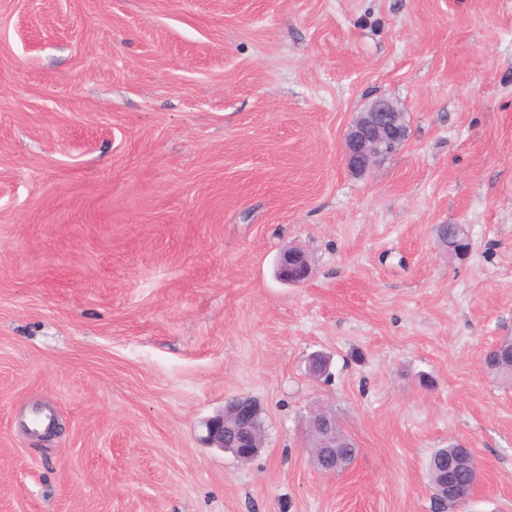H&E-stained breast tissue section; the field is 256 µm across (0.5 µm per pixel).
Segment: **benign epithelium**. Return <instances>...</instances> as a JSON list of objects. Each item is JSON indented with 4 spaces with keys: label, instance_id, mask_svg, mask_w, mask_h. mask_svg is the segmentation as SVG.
Listing matches in <instances>:
<instances>
[{
    "label": "benign epithelium",
    "instance_id": "obj_1",
    "mask_svg": "<svg viewBox=\"0 0 512 512\" xmlns=\"http://www.w3.org/2000/svg\"><path fill=\"white\" fill-rule=\"evenodd\" d=\"M407 127L404 113L386 97H377L359 113L349 126L344 137V160L347 167L356 173H365L385 156L393 152L405 139ZM312 273L308 256L299 248L284 250L278 259V278L291 285L307 281ZM259 415L256 403L247 396L235 397L222 413L204 421V443L210 448L232 453L237 459L246 461L256 455L260 443L250 429V424ZM310 422L321 427L322 449L317 454V463L333 468L336 462V416L325 420L313 415ZM460 456L465 458L469 475V488L453 484L442 485L435 494L437 498L452 500L457 504L466 502L481 481V471L471 449L460 447Z\"/></svg>",
    "mask_w": 512,
    "mask_h": 512
}]
</instances>
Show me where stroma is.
<instances>
[{"instance_id":"35a3bbf8","label":"stroma","mask_w":512,"mask_h":512,"mask_svg":"<svg viewBox=\"0 0 512 512\" xmlns=\"http://www.w3.org/2000/svg\"><path fill=\"white\" fill-rule=\"evenodd\" d=\"M378 96L407 137L360 176ZM506 336L512 0H0V512H436L457 444L460 512H512ZM239 395L244 462L202 441ZM317 410L345 472L312 463ZM404 113L386 97H377L360 112L344 137V160L356 173H365L405 139ZM437 236L444 245L448 246V254H453L465 241L466 229L463 224H441L437 227ZM468 248V244L464 243L457 250L458 254L466 253ZM312 273L308 256L299 248L284 250L278 259V278L291 285H298L307 281ZM485 360L487 367L495 373L498 378L512 379V350L508 347L496 348L495 352L486 353ZM494 363L495 368H490ZM330 418H325V424H322V419L318 418L315 413L309 422L314 423L316 426L321 425L322 445L319 447L320 452L317 454V463L325 470L329 468V473H336L333 471L336 459L353 460L357 457L358 448L356 442L348 435L336 431V425L339 423L335 414L330 412ZM328 425V426H326ZM336 447V448H334ZM460 450L463 452L460 453L459 457H465L467 456L465 460V467L467 469L468 475H469V487L470 489L467 492V489L464 487H455L454 484L448 485L447 484H441V490L438 493H434V498H444L445 500H452L457 502L458 506L462 503L466 502L471 496V493L475 490V488L478 486L479 482L481 481V471L476 463L474 454L471 450V448H465L464 446H458ZM458 457V458H459ZM458 458H448V461L451 463H457Z\"/></svg>"}]
</instances>
